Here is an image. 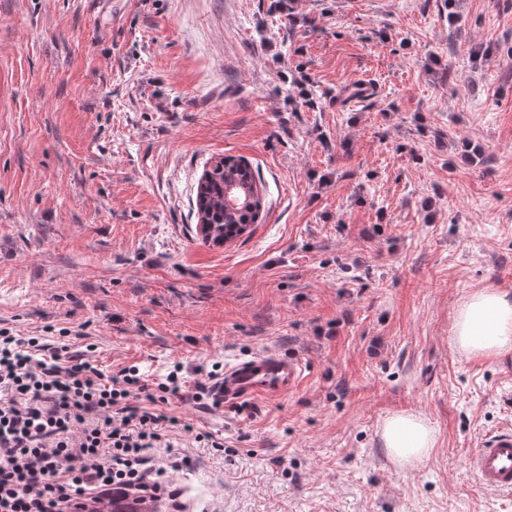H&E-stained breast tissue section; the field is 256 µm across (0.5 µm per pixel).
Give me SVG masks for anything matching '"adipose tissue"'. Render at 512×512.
I'll list each match as a JSON object with an SVG mask.
<instances>
[{
    "instance_id": "adipose-tissue-1",
    "label": "adipose tissue",
    "mask_w": 512,
    "mask_h": 512,
    "mask_svg": "<svg viewBox=\"0 0 512 512\" xmlns=\"http://www.w3.org/2000/svg\"><path fill=\"white\" fill-rule=\"evenodd\" d=\"M453 343L465 355L492 359L512 350V293L482 289L456 308ZM380 438L389 458L402 466L426 459L435 446V430L429 420L415 413L387 418Z\"/></svg>"
}]
</instances>
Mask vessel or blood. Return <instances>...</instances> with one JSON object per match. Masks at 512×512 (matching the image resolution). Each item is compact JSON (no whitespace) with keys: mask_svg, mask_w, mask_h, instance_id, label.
Segmentation results:
<instances>
[{"mask_svg":"<svg viewBox=\"0 0 512 512\" xmlns=\"http://www.w3.org/2000/svg\"><path fill=\"white\" fill-rule=\"evenodd\" d=\"M301 378L302 366L296 358L258 352L225 367L215 394L225 406L277 399L292 392ZM470 467L486 489L511 492L512 428L485 435L470 457Z\"/></svg>","mask_w":512,"mask_h":512,"instance_id":"vessel-or-blood-1","label":"vessel or blood"}]
</instances>
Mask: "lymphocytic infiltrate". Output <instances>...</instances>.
Returning <instances> with one entry per match:
<instances>
[{
  "label": "lymphocytic infiltrate",
  "instance_id": "f902f5d3",
  "mask_svg": "<svg viewBox=\"0 0 512 512\" xmlns=\"http://www.w3.org/2000/svg\"><path fill=\"white\" fill-rule=\"evenodd\" d=\"M35 336L0 332V512H74L75 501L171 493L176 440L162 404L183 392L174 364L149 383L138 367L104 374Z\"/></svg>",
  "mask_w": 512,
  "mask_h": 512
}]
</instances>
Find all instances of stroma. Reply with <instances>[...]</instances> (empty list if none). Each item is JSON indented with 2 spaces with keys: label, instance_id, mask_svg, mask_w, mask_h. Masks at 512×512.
<instances>
[{
  "label": "stroma",
  "instance_id": "stroma-1",
  "mask_svg": "<svg viewBox=\"0 0 512 512\" xmlns=\"http://www.w3.org/2000/svg\"><path fill=\"white\" fill-rule=\"evenodd\" d=\"M511 59L512 0H0V329L181 363L194 512H512L467 465L512 427V352L452 342L463 299L512 292ZM227 155L265 211L220 246L195 195ZM266 350L302 364L288 396L189 401ZM402 412L436 430L413 467L379 440Z\"/></svg>",
  "mask_w": 512,
  "mask_h": 512
}]
</instances>
